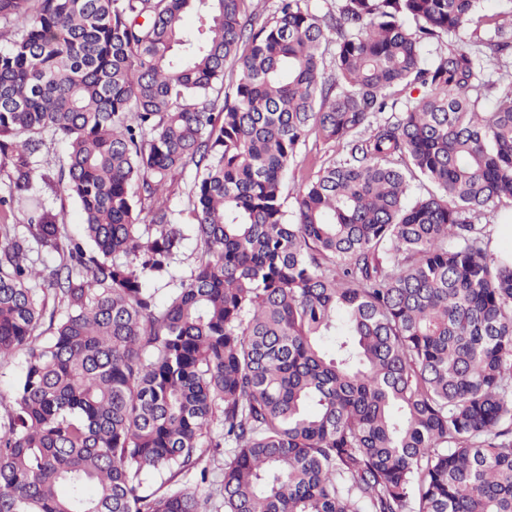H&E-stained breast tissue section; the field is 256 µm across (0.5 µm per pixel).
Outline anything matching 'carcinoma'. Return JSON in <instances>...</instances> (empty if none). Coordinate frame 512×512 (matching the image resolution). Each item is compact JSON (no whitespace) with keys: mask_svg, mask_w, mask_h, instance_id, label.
<instances>
[{"mask_svg":"<svg viewBox=\"0 0 512 512\" xmlns=\"http://www.w3.org/2000/svg\"><path fill=\"white\" fill-rule=\"evenodd\" d=\"M245 2L0 0V512H512V256L479 223L512 201V0ZM312 130L343 155L290 222ZM58 144L83 242L34 188ZM189 168L204 250L162 302ZM27 358L28 351L22 349L15 352L9 360L0 363V417L13 404L16 379Z\"/></svg>","mask_w":512,"mask_h":512,"instance_id":"carcinoma-1","label":"carcinoma"}]
</instances>
